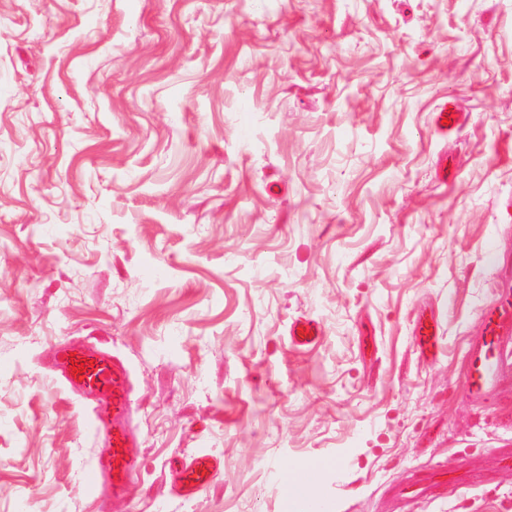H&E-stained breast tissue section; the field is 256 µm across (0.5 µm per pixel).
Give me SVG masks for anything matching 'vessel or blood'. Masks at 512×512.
Returning <instances> with one entry per match:
<instances>
[{"mask_svg": "<svg viewBox=\"0 0 512 512\" xmlns=\"http://www.w3.org/2000/svg\"><path fill=\"white\" fill-rule=\"evenodd\" d=\"M464 116L453 98L443 99L433 112V124L441 134L457 131ZM512 314L508 304L490 308L483 313V335L471 361L466 386L474 396H482L493 382L500 351V338L504 334L505 321ZM324 335L322 325L314 318H295L289 328L291 343L308 348L319 343ZM81 363L82 371H73V363ZM54 368L72 393L96 394L108 399L112 406L111 416L90 412L84 418L86 430L93 435H107L111 450L86 468L81 485L86 493L93 494L107 489L114 498L121 499L133 492L135 479L142 467L141 462L130 456L135 435L128 426L131 410V376L126 362L103 349L63 345L57 347L53 358ZM327 461H311L295 470L293 483H313L330 469ZM223 460L214 454L200 453L182 461L175 469L174 493L190 499L209 487L223 470Z\"/></svg>", "mask_w": 512, "mask_h": 512, "instance_id": "b4317fda", "label": "vessel or blood"}]
</instances>
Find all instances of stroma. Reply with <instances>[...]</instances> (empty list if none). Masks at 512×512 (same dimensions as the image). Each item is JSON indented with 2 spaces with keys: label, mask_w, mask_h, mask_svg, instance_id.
Returning <instances> with one entry per match:
<instances>
[{
  "label": "stroma",
  "mask_w": 512,
  "mask_h": 512,
  "mask_svg": "<svg viewBox=\"0 0 512 512\" xmlns=\"http://www.w3.org/2000/svg\"><path fill=\"white\" fill-rule=\"evenodd\" d=\"M504 297L512 0H0V512H307L280 475L318 458L326 512H512V334L465 386ZM65 343L130 368L124 499L80 487L107 403L49 373ZM198 451L224 470L177 498ZM444 118L451 120V123H444ZM463 119V113L460 112L455 100L451 97L443 99L433 112V124L436 130L445 136L457 131L462 125ZM510 304L489 308L483 313V335L471 361L466 386L474 396H482L495 379L500 351V336H504ZM324 335L322 325L314 318L300 316L295 318L289 328L291 343L300 348H308L319 343Z\"/></svg>",
  "instance_id": "stroma-1"
}]
</instances>
